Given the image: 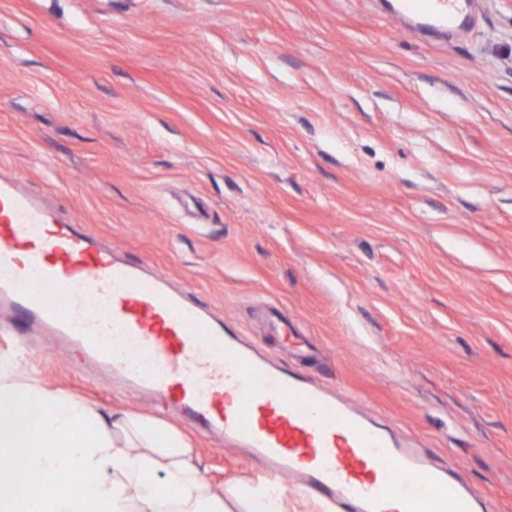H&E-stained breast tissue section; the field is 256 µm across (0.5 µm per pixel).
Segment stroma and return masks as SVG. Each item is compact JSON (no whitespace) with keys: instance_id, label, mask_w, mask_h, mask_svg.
I'll use <instances>...</instances> for the list:
<instances>
[{"instance_id":"35a3bbf8","label":"stroma","mask_w":512,"mask_h":512,"mask_svg":"<svg viewBox=\"0 0 512 512\" xmlns=\"http://www.w3.org/2000/svg\"><path fill=\"white\" fill-rule=\"evenodd\" d=\"M0 176L512 512V0L438 35L381 0H0ZM0 357L261 480L74 349L0 325Z\"/></svg>"}]
</instances>
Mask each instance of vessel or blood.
I'll list each match as a JSON object with an SVG mask.
<instances>
[{
  "mask_svg": "<svg viewBox=\"0 0 512 512\" xmlns=\"http://www.w3.org/2000/svg\"><path fill=\"white\" fill-rule=\"evenodd\" d=\"M476 0H396L391 19L430 31L464 26ZM58 303L67 312L55 311ZM76 347L130 388L172 406L197 430L292 477L332 512H478L479 499L417 440L274 364L236 328L156 272L0 181V310ZM118 350H108L109 342Z\"/></svg>",
  "mask_w": 512,
  "mask_h": 512,
  "instance_id": "b4317fda",
  "label": "vessel or blood"
}]
</instances>
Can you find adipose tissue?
I'll list each match as a JSON object with an SVG mask.
<instances>
[{
  "label": "adipose tissue",
  "instance_id": "ef3b65f1",
  "mask_svg": "<svg viewBox=\"0 0 512 512\" xmlns=\"http://www.w3.org/2000/svg\"><path fill=\"white\" fill-rule=\"evenodd\" d=\"M92 478L89 490H60ZM0 512H282L277 488L225 494L153 417L101 413L0 361Z\"/></svg>",
  "mask_w": 512,
  "mask_h": 512
}]
</instances>
